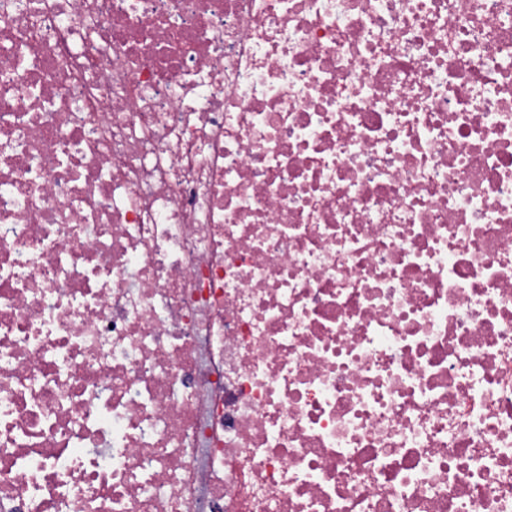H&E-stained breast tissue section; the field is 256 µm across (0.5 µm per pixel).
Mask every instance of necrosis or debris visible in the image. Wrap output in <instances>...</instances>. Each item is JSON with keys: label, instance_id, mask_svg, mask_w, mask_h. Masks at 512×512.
Masks as SVG:
<instances>
[{"label": "necrosis or debris", "instance_id": "1", "mask_svg": "<svg viewBox=\"0 0 512 512\" xmlns=\"http://www.w3.org/2000/svg\"><path fill=\"white\" fill-rule=\"evenodd\" d=\"M0 512H512V0H0Z\"/></svg>", "mask_w": 512, "mask_h": 512}]
</instances>
